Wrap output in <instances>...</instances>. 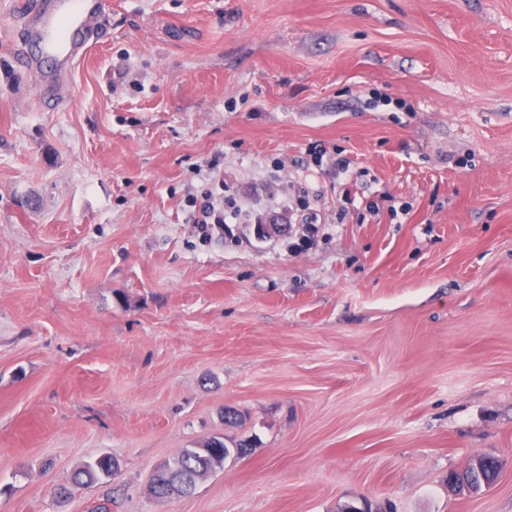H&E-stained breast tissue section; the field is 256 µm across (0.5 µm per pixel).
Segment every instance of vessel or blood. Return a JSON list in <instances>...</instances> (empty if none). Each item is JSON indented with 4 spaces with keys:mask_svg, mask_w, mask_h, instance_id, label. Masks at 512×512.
Wrapping results in <instances>:
<instances>
[{
    "mask_svg": "<svg viewBox=\"0 0 512 512\" xmlns=\"http://www.w3.org/2000/svg\"><path fill=\"white\" fill-rule=\"evenodd\" d=\"M21 41L33 42L39 56L56 61L49 92L66 89L72 70L99 31L91 25L106 12V0H19Z\"/></svg>",
    "mask_w": 512,
    "mask_h": 512,
    "instance_id": "b4317fda",
    "label": "vessel or blood"
}]
</instances>
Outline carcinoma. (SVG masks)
I'll return each mask as SVG.
<instances>
[{
  "mask_svg": "<svg viewBox=\"0 0 512 512\" xmlns=\"http://www.w3.org/2000/svg\"><path fill=\"white\" fill-rule=\"evenodd\" d=\"M247 451L246 444L237 443L230 448L219 437H214L197 448H183L153 473V496L171 498L176 493L182 497L189 496L201 480L224 468V461L230 457L244 455ZM118 468L119 463L112 455L102 453L76 470L71 477L70 485L73 488H80L101 483L111 478ZM499 474L500 466L495 463L494 458L487 456L473 462L457 475V480L479 494L491 487Z\"/></svg>",
  "mask_w": 512,
  "mask_h": 512,
  "instance_id": "carcinoma-1",
  "label": "carcinoma"
}]
</instances>
